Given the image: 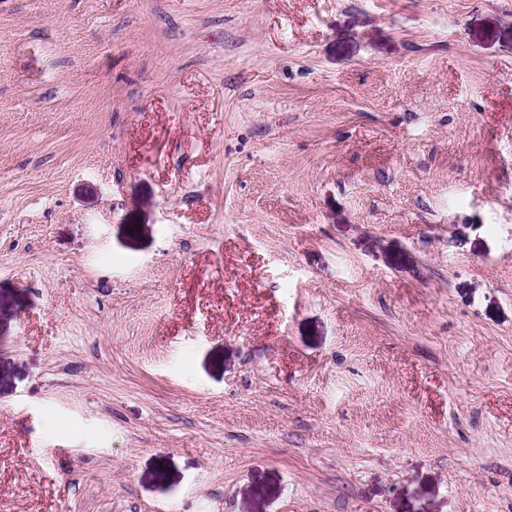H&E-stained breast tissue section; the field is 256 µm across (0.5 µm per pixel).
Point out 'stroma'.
Returning a JSON list of instances; mask_svg holds the SVG:
<instances>
[{"instance_id":"35a3bbf8","label":"stroma","mask_w":512,"mask_h":512,"mask_svg":"<svg viewBox=\"0 0 512 512\" xmlns=\"http://www.w3.org/2000/svg\"><path fill=\"white\" fill-rule=\"evenodd\" d=\"M0 512H512V0H0Z\"/></svg>"}]
</instances>
